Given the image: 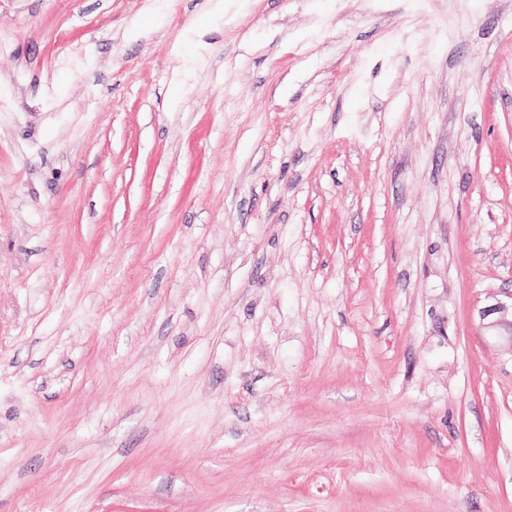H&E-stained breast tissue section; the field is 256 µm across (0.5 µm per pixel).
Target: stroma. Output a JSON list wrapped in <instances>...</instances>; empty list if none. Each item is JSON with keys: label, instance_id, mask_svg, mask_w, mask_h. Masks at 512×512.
Here are the masks:
<instances>
[{"label": "stroma", "instance_id": "1", "mask_svg": "<svg viewBox=\"0 0 512 512\" xmlns=\"http://www.w3.org/2000/svg\"><path fill=\"white\" fill-rule=\"evenodd\" d=\"M512 0H0V512H512ZM491 319L485 323V327L492 331L494 336H500L505 347L512 353V302L510 305L498 302L485 307L481 311L482 320Z\"/></svg>", "mask_w": 512, "mask_h": 512}]
</instances>
